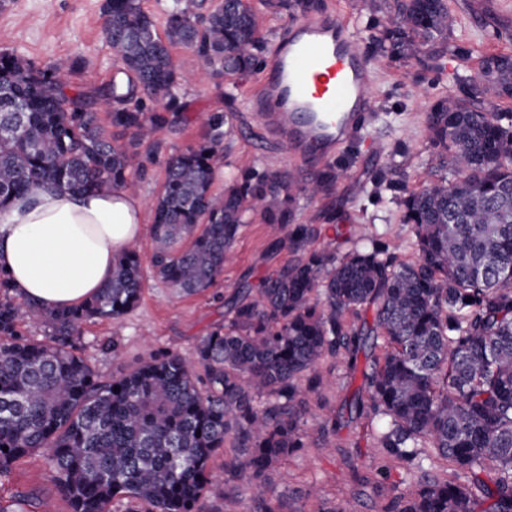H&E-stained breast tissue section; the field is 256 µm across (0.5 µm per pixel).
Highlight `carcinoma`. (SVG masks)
<instances>
[{"mask_svg":"<svg viewBox=\"0 0 512 512\" xmlns=\"http://www.w3.org/2000/svg\"><path fill=\"white\" fill-rule=\"evenodd\" d=\"M261 2L303 13L318 5ZM202 8L201 0H173L161 35L141 0H104V35L124 75L102 90L112 101L111 137L87 96L64 92L72 66L42 68L0 51V207L41 187L135 190L133 176L185 120L179 90L196 64L239 79L259 72L266 61L250 0ZM452 26L448 0H396L394 27L373 52L415 57ZM481 70L467 98L444 96L427 113L439 165L466 176L444 175L401 200L413 261L375 241L340 259L309 249L315 230L294 223L296 196L328 193L339 177L332 164L304 187L286 173L251 169L214 193L234 112L235 97L226 96L224 110L206 116L208 135L165 159L151 207V265L178 292L209 290L250 211L272 227L269 250L297 259L224 301V326L200 337L189 357L155 353L104 378L79 354L82 322L138 305L142 257L133 246L115 258L107 288L69 310L15 301L0 273V479L48 448L70 512H108L116 499L125 512H203L209 496L224 499V512L246 500L252 512H278L266 472L336 435L334 413L315 436L305 427L309 398L324 385L320 366L342 357L354 371L362 353L349 413L388 417L377 452L421 473L380 512H512V112L471 105L490 93L512 97V55H488ZM363 310L372 324L360 321ZM26 319L48 336H27ZM491 464L499 477L488 483L482 473Z\"/></svg>","mask_w":512,"mask_h":512,"instance_id":"1","label":"carcinoma"}]
</instances>
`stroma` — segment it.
<instances>
[{
	"label": "stroma",
	"instance_id": "1",
	"mask_svg": "<svg viewBox=\"0 0 512 512\" xmlns=\"http://www.w3.org/2000/svg\"><path fill=\"white\" fill-rule=\"evenodd\" d=\"M320 12L336 11L354 31L359 46L381 35L394 17V0H318ZM103 0H0V49H6L47 67L69 58L73 70L66 77L67 94L91 93V108L102 126H109L112 105L94 96L95 88L108 84L119 61L103 33ZM454 26L425 45L413 58L377 61V81L370 94L374 110L370 122L330 162L347 167L329 195L300 197L295 221L313 225L317 234L310 247L343 256L364 240L387 245L401 259L414 258V235L403 222L400 203L405 192L422 182L436 180L440 171L430 168L432 149L426 114L442 96L458 95L480 74V61L488 54H512V0H448ZM258 77L224 78L201 66L194 80L181 88L186 121L176 133L166 135L159 161L140 182L139 197L151 205L164 181V157L200 140L207 131L208 113L223 109L225 93L236 97L235 112L216 165L213 188L222 191L228 174L255 168L292 173L296 180L312 177L316 166H297L286 150L257 122L247 97ZM393 174L401 187L375 191L381 173ZM268 227L258 215L248 214L235 245V259L224 269L216 291L232 294L242 279L257 282L268 271L289 262L286 253L267 251ZM138 245L145 261L143 294L139 305L116 320H90L80 326V341L88 363L104 377L168 351L192 352L199 336L224 321L223 306L211 293L186 295L162 284L149 263L153 242L143 230ZM215 291V292H216ZM120 344V356L107 352L110 341ZM362 383L360 374L336 361L320 399L310 400L305 416L308 427H318L326 411H340L346 397ZM385 425L384 419L360 418L344 424L332 453L306 448L270 471L269 482L282 498L283 512H333L345 501L358 512H371L372 502L390 497L395 485L414 483L415 477L396 459L388 460L390 478L377 483L380 463L371 450ZM42 448L19 459L10 476L0 480V506L12 507L17 496L52 500L57 512H70L60 495L55 472Z\"/></svg>",
	"mask_w": 512,
	"mask_h": 512
}]
</instances>
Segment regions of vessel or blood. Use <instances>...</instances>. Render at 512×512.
Listing matches in <instances>:
<instances>
[{"mask_svg":"<svg viewBox=\"0 0 512 512\" xmlns=\"http://www.w3.org/2000/svg\"><path fill=\"white\" fill-rule=\"evenodd\" d=\"M374 77L349 25L326 13L291 29L249 104L293 159L313 162L348 139L372 109Z\"/></svg>","mask_w":512,"mask_h":512,"instance_id":"b4317fda","label":"vessel or blood"}]
</instances>
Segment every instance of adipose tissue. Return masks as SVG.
Instances as JSON below:
<instances>
[{"label": "adipose tissue", "mask_w": 512, "mask_h": 512, "mask_svg": "<svg viewBox=\"0 0 512 512\" xmlns=\"http://www.w3.org/2000/svg\"><path fill=\"white\" fill-rule=\"evenodd\" d=\"M145 222L139 197L122 189L36 192L0 209V271L42 308L78 306L108 285Z\"/></svg>", "instance_id": "1"}]
</instances>
